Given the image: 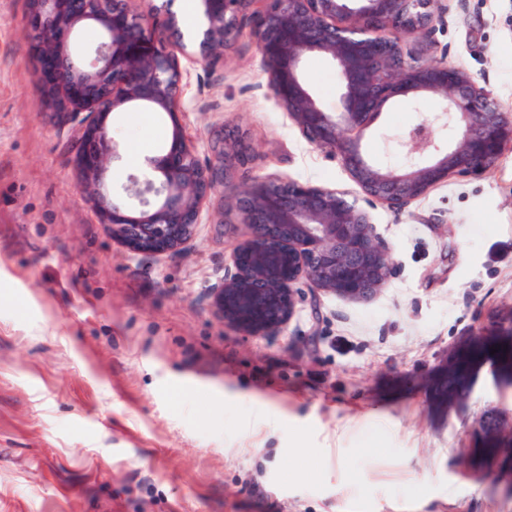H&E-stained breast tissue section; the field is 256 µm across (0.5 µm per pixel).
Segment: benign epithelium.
<instances>
[{
    "label": "benign epithelium",
    "mask_w": 512,
    "mask_h": 512,
    "mask_svg": "<svg viewBox=\"0 0 512 512\" xmlns=\"http://www.w3.org/2000/svg\"><path fill=\"white\" fill-rule=\"evenodd\" d=\"M131 0H27L29 54L35 64L42 106L72 124L77 189L92 201L112 239L138 254L163 256L183 250L201 223L215 186L244 240L232 253L233 271L211 290L224 324L245 336L280 331L296 308V286L348 301L373 298L390 276L389 252L375 232L370 209L402 208L450 177L486 173L512 147V113L478 86L464 69L428 61L407 45L429 43L448 0H199L202 22L185 34L176 16L151 0L134 13ZM99 26L105 38L79 59L70 51L76 30ZM254 39L266 76L265 88L304 138L336 157L363 200L343 190L286 177L257 176L236 182L246 154L224 139L203 164L181 122L182 71L174 50L208 67L244 30ZM323 56L336 67L342 107L327 110L308 87L303 64ZM439 101L440 111L396 140L402 164L369 163L358 133L397 98ZM131 105L166 114L172 134L161 155L128 177L131 210L110 196L103 176L119 158L107 119ZM453 140L444 149L435 132ZM512 340V314L479 342Z\"/></svg>",
    "instance_id": "1"
}]
</instances>
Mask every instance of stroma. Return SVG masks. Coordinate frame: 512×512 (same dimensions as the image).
Segmentation results:
<instances>
[{"label": "stroma", "instance_id": "35a3bbf8", "mask_svg": "<svg viewBox=\"0 0 512 512\" xmlns=\"http://www.w3.org/2000/svg\"><path fill=\"white\" fill-rule=\"evenodd\" d=\"M448 6L429 59L512 108V0ZM25 8L0 0V512H512V493L459 463L480 419L512 429L493 357L463 406L432 394L449 353L512 310V149L482 176L375 207L392 267L376 297L303 281L280 333L245 336L211 303L244 239L223 186L181 253L113 241L75 187L71 126L41 104ZM180 65L200 161L224 137L249 157L241 184L285 176L358 195L263 89L250 34L210 68ZM305 75L340 110L332 65L310 57ZM438 109L388 102L363 152L401 163L397 136ZM107 125L122 159L104 179L120 191L171 123L130 109Z\"/></svg>", "mask_w": 512, "mask_h": 512}]
</instances>
